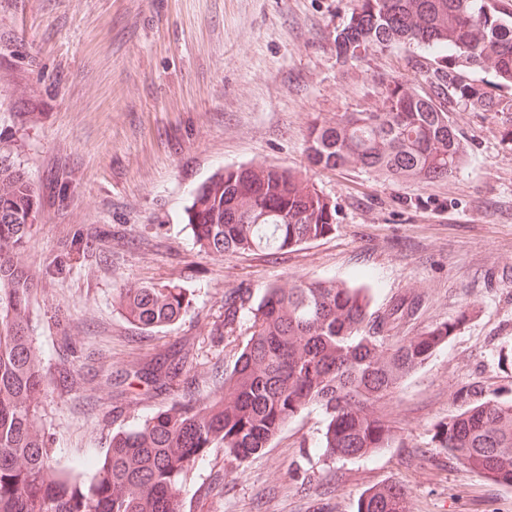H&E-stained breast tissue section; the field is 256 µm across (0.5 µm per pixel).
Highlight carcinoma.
<instances>
[{
    "label": "carcinoma",
    "instance_id": "obj_1",
    "mask_svg": "<svg viewBox=\"0 0 512 512\" xmlns=\"http://www.w3.org/2000/svg\"><path fill=\"white\" fill-rule=\"evenodd\" d=\"M413 43L436 50L416 60L417 77L383 84L381 106L314 125L306 139L312 168L362 166L393 180L446 179L465 147L448 117V100L512 120V93L472 79L490 69L512 87V19L492 0H358L336 33L344 64L371 47ZM38 214L36 188L0 158V512H180L177 485L210 448L243 463L259 454L296 413L325 410L322 447L332 457L363 456L395 439L376 403L430 358L448 336L442 324L424 336L387 341L368 328L363 287L289 279L256 298L241 293L224 312L246 309L251 336L224 376V390L176 401L136 427L112 435L89 477L58 472L38 427L46 380L28 333L33 280L22 259ZM336 210L301 172L259 165L226 168L195 192L187 221L208 254L284 250L334 228ZM145 330L175 321L187 306L181 288L141 285L118 298ZM468 471L512 484V404L477 403L436 434ZM360 512H411L403 487L364 494Z\"/></svg>",
    "mask_w": 512,
    "mask_h": 512
}]
</instances>
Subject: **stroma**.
<instances>
[{"mask_svg":"<svg viewBox=\"0 0 512 512\" xmlns=\"http://www.w3.org/2000/svg\"><path fill=\"white\" fill-rule=\"evenodd\" d=\"M357 0H0V155L39 201L26 244L30 330L48 381L39 427L53 468L102 457L113 433L172 400H203L250 338L224 302L293 277L367 288L369 311L413 316L388 339L453 330L378 410L390 447L334 458L326 416L296 414L242 464L212 448L180 487L182 512H358L398 484L411 512H512V487L465 470L439 428L470 404L512 402V137L500 113L450 118L466 154L452 176L394 182L361 167L309 168L311 126L380 105L378 82L430 52L396 44L336 57ZM304 172L336 207L323 238L215 257L185 220L196 189L250 164ZM81 238L66 272L63 242ZM184 288L189 306L146 331L121 289Z\"/></svg>","mask_w":512,"mask_h":512,"instance_id":"35a3bbf8","label":"stroma"}]
</instances>
